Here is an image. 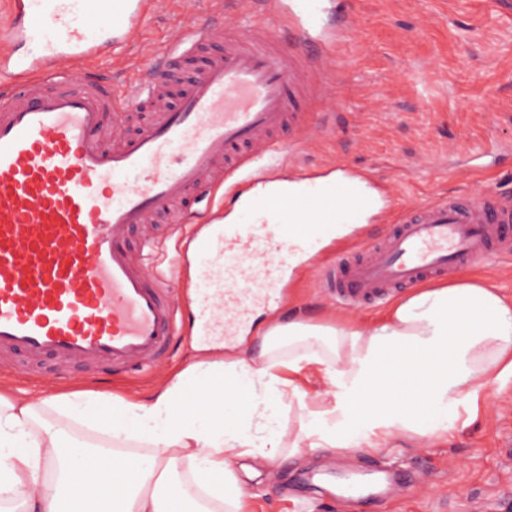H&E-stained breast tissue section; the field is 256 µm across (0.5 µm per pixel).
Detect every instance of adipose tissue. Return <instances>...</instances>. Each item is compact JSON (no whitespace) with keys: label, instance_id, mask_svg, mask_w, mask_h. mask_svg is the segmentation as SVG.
Returning a JSON list of instances; mask_svg holds the SVG:
<instances>
[{"label":"adipose tissue","instance_id":"obj_1","mask_svg":"<svg viewBox=\"0 0 512 512\" xmlns=\"http://www.w3.org/2000/svg\"><path fill=\"white\" fill-rule=\"evenodd\" d=\"M253 356L210 352L145 396L72 392L35 398L0 384V504L5 512H244L240 460L277 468L306 451L382 448L392 439H442L460 408L512 375V300L481 279L420 288L373 327L272 322ZM287 348V357L278 349ZM288 377H280V370ZM324 380L293 439L275 426L282 399L304 401L293 380ZM263 434L253 431L255 418ZM101 435L133 479L109 500L71 431ZM202 492L188 496L181 466Z\"/></svg>","mask_w":512,"mask_h":512}]
</instances>
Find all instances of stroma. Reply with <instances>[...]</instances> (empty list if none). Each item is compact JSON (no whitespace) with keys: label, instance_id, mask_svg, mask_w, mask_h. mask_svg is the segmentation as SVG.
<instances>
[{"label":"stroma","instance_id":"35a3bbf8","mask_svg":"<svg viewBox=\"0 0 512 512\" xmlns=\"http://www.w3.org/2000/svg\"><path fill=\"white\" fill-rule=\"evenodd\" d=\"M321 4L325 23H348L338 59L319 68L332 86L334 116L291 163L320 175L366 169L405 206L477 189L512 198V0ZM188 19L215 31V55L242 33L236 15L218 12L213 0H157L126 43L97 61L95 76L118 85L135 67L164 68L165 48ZM318 275V264L299 267L280 306L262 309L249 332L226 341L224 355L258 347L262 325L273 318L373 324L386 314V300L338 308ZM201 342L185 335L159 365L112 376L60 370L47 360L43 381L19 377L12 384L39 397L69 390L142 395L193 363ZM382 466L409 475V483L392 497L341 512H512V377L492 382L475 416L455 421L442 442L399 439L344 456L317 450L278 470L251 462L240 474L247 512H324L346 475Z\"/></svg>","mask_w":512,"mask_h":512}]
</instances>
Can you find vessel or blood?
I'll return each mask as SVG.
<instances>
[{"instance_id":"vessel-or-blood-1","label":"vessel or blood","mask_w":512,"mask_h":512,"mask_svg":"<svg viewBox=\"0 0 512 512\" xmlns=\"http://www.w3.org/2000/svg\"><path fill=\"white\" fill-rule=\"evenodd\" d=\"M7 51L0 52V360L38 373L43 358L108 372L150 367L169 356L179 312L156 264L147 226L176 212L191 193L214 195L230 178L248 224H219L190 239L192 313L202 336L231 337L256 306L275 301L299 256L320 261L319 286L353 310L492 256L512 255V203L487 191L397 206L365 175L344 171L328 185L312 175L287 187L279 132L301 147L329 122L312 109L328 86L312 61L334 57L346 38L316 28V0H250L255 15L303 11L285 50L252 24L205 58L182 83L177 105L168 82L140 68L120 86L72 74L123 40L147 0H9ZM209 31L185 23L169 44L172 59L200 52ZM318 50H311V43ZM150 103L152 120L127 127L131 104ZM396 210L391 229L350 258L321 261L326 230ZM251 282L242 292L241 282Z\"/></svg>"}]
</instances>
